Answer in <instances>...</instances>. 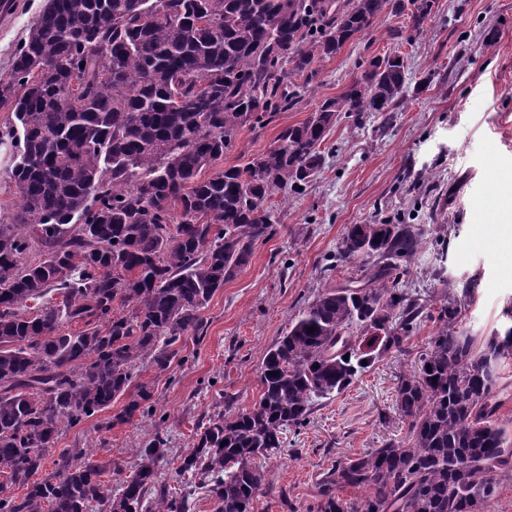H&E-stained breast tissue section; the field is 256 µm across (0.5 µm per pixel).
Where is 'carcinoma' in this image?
Listing matches in <instances>:
<instances>
[{
    "label": "carcinoma",
    "mask_w": 512,
    "mask_h": 512,
    "mask_svg": "<svg viewBox=\"0 0 512 512\" xmlns=\"http://www.w3.org/2000/svg\"><path fill=\"white\" fill-rule=\"evenodd\" d=\"M436 0H45L0 79V128L18 194L0 223V512H188L168 495L159 462L165 418L137 450L118 489L103 466L65 455L34 479L62 426L112 408L103 428L154 415L151 387L133 385L148 362L167 371L201 311L274 234L268 200L298 193L323 163L331 129L350 114L395 112L406 61L374 57L340 95L324 99L277 145L220 168L237 133L294 108L293 81L370 31L385 12L410 9L412 39ZM181 106H174L175 101ZM209 176H204L206 171ZM421 228L390 220L351 224L346 261L374 258L360 286L318 293L265 351L253 407L208 417L179 472L199 478L214 512H251L264 464L320 399L401 347L419 305L399 287ZM38 261L25 262L35 245ZM51 291L55 300L43 301ZM443 306L419 378L397 389L400 438L336 464L307 512H491L512 471V422L498 417L512 328L482 345L451 327ZM74 333H60L65 324ZM437 382H432V379ZM363 489L359 500L339 494Z\"/></svg>",
    "instance_id": "obj_1"
}]
</instances>
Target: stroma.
<instances>
[{
  "label": "stroma",
  "instance_id": "1",
  "mask_svg": "<svg viewBox=\"0 0 512 512\" xmlns=\"http://www.w3.org/2000/svg\"><path fill=\"white\" fill-rule=\"evenodd\" d=\"M0 10V77L44 0H7ZM407 14L388 13L367 34L319 64L301 84L300 101L261 130L242 129L223 166L267 152L281 130L302 122L318 104L341 94L363 60L400 52L406 59L405 107L381 117L342 120L326 139L324 165L299 194L273 196L274 234L202 311L203 340H184L165 372L147 366L140 379L166 419L168 451L159 470L173 496L190 494V512H213L198 480L180 474L208 415L247 409L259 395L263 354L292 317L325 287L363 280L372 259L345 264L337 249L348 225L373 219L413 223L423 231L400 278L423 310L400 349L386 353L343 393L319 402L306 426L288 430L267 465V489L252 512H303L329 469L407 425L397 388L413 379L438 329L441 307L457 310V329L477 341L512 326V234L503 209L512 202V0H437L436 12L412 41L398 40ZM99 417L63 427L42 474L61 454L108 464L112 485L138 467L136 447L154 436L149 419L103 430Z\"/></svg>",
  "mask_w": 512,
  "mask_h": 512
}]
</instances>
